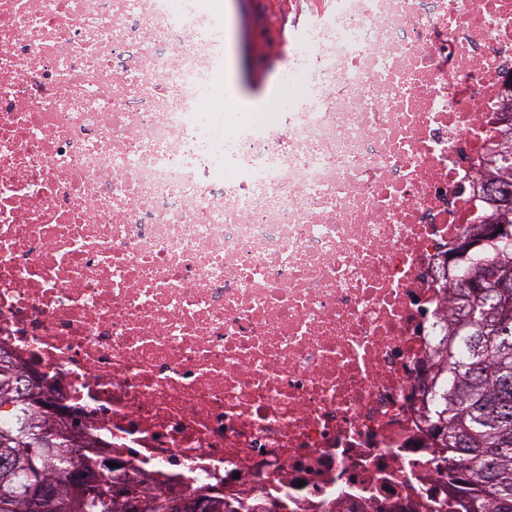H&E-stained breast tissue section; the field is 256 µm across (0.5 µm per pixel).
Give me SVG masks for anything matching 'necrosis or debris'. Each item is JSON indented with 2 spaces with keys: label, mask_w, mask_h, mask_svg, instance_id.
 <instances>
[{
  "label": "necrosis or debris",
  "mask_w": 512,
  "mask_h": 512,
  "mask_svg": "<svg viewBox=\"0 0 512 512\" xmlns=\"http://www.w3.org/2000/svg\"><path fill=\"white\" fill-rule=\"evenodd\" d=\"M264 3L288 94L222 145L199 0H0V347L120 480L465 512L421 399L446 272L493 223L512 0Z\"/></svg>",
  "instance_id": "1"
}]
</instances>
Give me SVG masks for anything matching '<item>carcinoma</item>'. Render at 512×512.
I'll return each mask as SVG.
<instances>
[{"instance_id": "cac0c4a2", "label": "carcinoma", "mask_w": 512, "mask_h": 512, "mask_svg": "<svg viewBox=\"0 0 512 512\" xmlns=\"http://www.w3.org/2000/svg\"><path fill=\"white\" fill-rule=\"evenodd\" d=\"M487 182L512 186V136L504 138ZM496 223L502 226L499 238L463 257L467 276L448 280V333L434 354L431 378V396L439 402L429 410L430 418L448 460L459 462L467 512H512V308L501 304L495 288L478 293L469 287L484 253L491 254L500 279L512 285L511 206L496 211ZM20 374L17 365L9 373L0 370V406L9 402L16 412L15 426L0 428V439L22 440L30 453L18 469H0V512H41L37 491L48 481L59 486L50 512H125L106 493L84 501L63 481L68 469L95 458L92 443L44 446L42 436L56 423L38 406L10 394ZM129 488L144 504L142 512H161L164 495L142 482Z\"/></svg>"}]
</instances>
